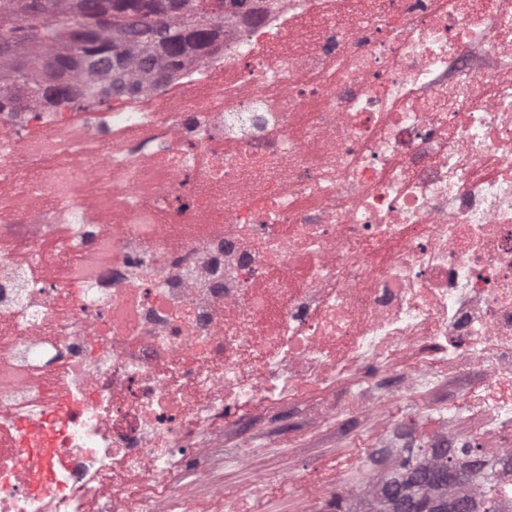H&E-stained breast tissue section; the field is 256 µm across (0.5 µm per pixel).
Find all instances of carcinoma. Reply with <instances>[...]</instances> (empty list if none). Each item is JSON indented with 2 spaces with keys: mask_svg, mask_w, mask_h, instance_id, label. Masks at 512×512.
<instances>
[{
  "mask_svg": "<svg viewBox=\"0 0 512 512\" xmlns=\"http://www.w3.org/2000/svg\"><path fill=\"white\" fill-rule=\"evenodd\" d=\"M256 0H0V113L49 105L88 109L114 93L137 92L143 80L162 89L186 62L224 54V13H251ZM430 448H407L387 479L377 512H407L400 494L473 509L459 460L465 443L423 464ZM457 488L448 496V486Z\"/></svg>",
  "mask_w": 512,
  "mask_h": 512,
  "instance_id": "obj_1",
  "label": "carcinoma"
}]
</instances>
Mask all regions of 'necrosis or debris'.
Instances as JSON below:
<instances>
[{
	"mask_svg": "<svg viewBox=\"0 0 512 512\" xmlns=\"http://www.w3.org/2000/svg\"><path fill=\"white\" fill-rule=\"evenodd\" d=\"M452 370L461 403L410 414ZM343 376L316 417L380 432L367 485L215 481L252 463L229 429ZM463 410L512 420V0H267L163 90L0 114V512H200L187 482L260 512L291 480L297 512H357ZM42 427L45 492L15 461ZM510 457L474 502L492 475L512 512Z\"/></svg>",
	"mask_w": 512,
	"mask_h": 512,
	"instance_id": "obj_1",
	"label": "necrosis or debris"
}]
</instances>
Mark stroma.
<instances>
[{"label":"stroma","instance_id":"1","mask_svg":"<svg viewBox=\"0 0 512 512\" xmlns=\"http://www.w3.org/2000/svg\"><path fill=\"white\" fill-rule=\"evenodd\" d=\"M319 401L314 395L288 404L286 410L256 415L248 434L232 440L233 447L253 449L254 469L220 466L215 478L226 486L244 489L251 485L255 470L285 475L293 469L330 467L374 442L375 433L368 422L330 427L316 420L312 409Z\"/></svg>","mask_w":512,"mask_h":512}]
</instances>
